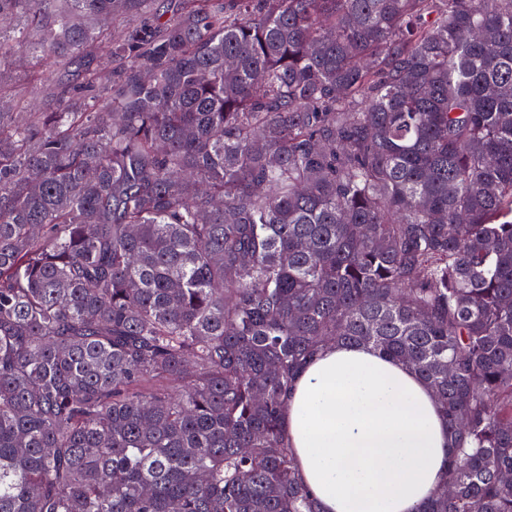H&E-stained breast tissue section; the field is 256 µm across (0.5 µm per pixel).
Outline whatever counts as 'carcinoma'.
<instances>
[{
  "mask_svg": "<svg viewBox=\"0 0 512 512\" xmlns=\"http://www.w3.org/2000/svg\"><path fill=\"white\" fill-rule=\"evenodd\" d=\"M0 0V512H318L323 346L434 391L419 512H512V0ZM111 79L98 85L94 53ZM34 62L26 60L25 58L18 57V55H8L1 59V67L3 75L10 81L11 87L23 88L30 91H34L37 101L46 108H52L53 101L43 96V91L39 86L34 88V84L30 82L31 75L33 74Z\"/></svg>",
  "mask_w": 512,
  "mask_h": 512,
  "instance_id": "obj_1",
  "label": "carcinoma"
}]
</instances>
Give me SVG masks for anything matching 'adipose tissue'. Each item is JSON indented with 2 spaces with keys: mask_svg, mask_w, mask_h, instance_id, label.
Listing matches in <instances>:
<instances>
[{
  "mask_svg": "<svg viewBox=\"0 0 512 512\" xmlns=\"http://www.w3.org/2000/svg\"><path fill=\"white\" fill-rule=\"evenodd\" d=\"M301 480L321 512H417L448 468V422L409 365L373 348H321L283 409Z\"/></svg>",
  "mask_w": 512,
  "mask_h": 512,
  "instance_id": "1",
  "label": "adipose tissue"
}]
</instances>
